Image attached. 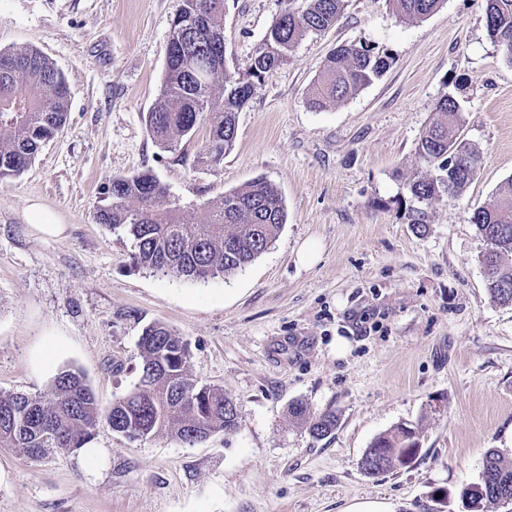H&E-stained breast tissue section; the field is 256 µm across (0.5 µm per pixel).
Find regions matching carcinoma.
<instances>
[{"label":"carcinoma","instance_id":"obj_1","mask_svg":"<svg viewBox=\"0 0 512 512\" xmlns=\"http://www.w3.org/2000/svg\"><path fill=\"white\" fill-rule=\"evenodd\" d=\"M386 2L398 18L420 20L437 11L443 0ZM344 8L345 0H286L241 77L224 66V0H181L170 24L164 79L145 119L155 146L173 152L206 124L208 137L197 162H221L236 139L237 113L266 74L287 62L305 35L334 26ZM484 10L489 38L512 61V0H484ZM389 66V58L369 45L341 44L312 82L307 103L320 110L342 101ZM68 107L65 76L41 51H0L1 180L29 167L64 127ZM436 114L416 142L421 171L406 184L409 205L404 216L420 235L430 224L431 206L462 196L481 161L479 151L462 135L457 98L442 96ZM101 195L104 205L95 219L133 241L134 266L176 277L207 279L248 265L271 246L287 217L279 189L263 178L224 193L203 224L178 205H162L166 188L149 169L108 179ZM471 222L486 243L479 256L486 287L495 301L512 305V178L499 186L490 206L474 211ZM139 349L137 386L106 409L83 373L71 368L58 373L46 396L1 392L0 448L19 449L32 459L50 449L73 452L88 443L102 420L133 440L166 435L188 446L238 426L237 404L224 390L193 378L187 344L166 324L145 327ZM289 415L305 423L315 439L336 429L335 412L311 414L301 401L290 405ZM420 451L418 430L399 424L373 440L361 467L374 476L384 474L414 462ZM460 498L470 512H486L512 500V459L488 451L480 481L462 488Z\"/></svg>","mask_w":512,"mask_h":512}]
</instances>
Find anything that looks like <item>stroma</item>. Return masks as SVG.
<instances>
[{"instance_id":"stroma-1","label":"stroma","mask_w":512,"mask_h":512,"mask_svg":"<svg viewBox=\"0 0 512 512\" xmlns=\"http://www.w3.org/2000/svg\"><path fill=\"white\" fill-rule=\"evenodd\" d=\"M180 0H0V49L33 46L65 75L64 129L20 176L0 181V392L49 393L80 370L101 407L140 376L138 341L165 323L188 345L199 383L223 389L240 419L187 446L167 436L132 441L99 424L81 453L31 459L0 448V512H346L373 501L391 512H467L459 492L484 457L512 458V306L489 295L473 212L512 176V61L488 37L482 0H444L422 20L386 0H347L334 27L301 40L238 113L223 162L200 166L206 131L160 151L144 115L164 76ZM282 0H224V61L245 72ZM365 43L386 72L355 96L316 111L309 88L328 53ZM455 95L463 134L481 153L458 199L437 203L430 230L403 217L415 143L435 105ZM152 170L167 202L207 221L225 192L266 178L286 224L238 271L207 280L135 268L131 241L96 223L102 183ZM39 203L65 231L33 230ZM307 241L321 247L297 264ZM349 350L337 356L336 337ZM57 343L51 369L34 362ZM295 401L338 416L328 437L293 420ZM421 430L410 466L366 474L378 435Z\"/></svg>"}]
</instances>
